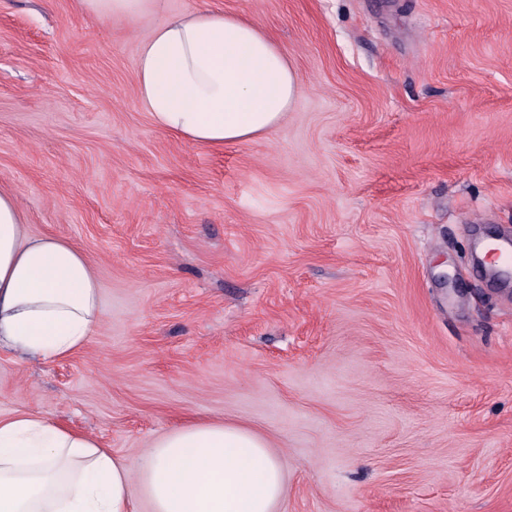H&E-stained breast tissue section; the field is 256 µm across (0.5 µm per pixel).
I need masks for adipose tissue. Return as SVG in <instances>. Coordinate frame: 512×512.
I'll list each match as a JSON object with an SVG mask.
<instances>
[{
    "instance_id": "ef3b65f1",
    "label": "adipose tissue",
    "mask_w": 512,
    "mask_h": 512,
    "mask_svg": "<svg viewBox=\"0 0 512 512\" xmlns=\"http://www.w3.org/2000/svg\"><path fill=\"white\" fill-rule=\"evenodd\" d=\"M130 28L150 22L134 83L162 130L221 147L272 132L301 90L286 53L253 21L200 7L172 16L167 0H80ZM0 190V347L53 359L82 347L103 318L97 277L83 253L33 235ZM274 512L282 465L264 436L224 421L191 422L152 442L127 466L94 437L35 414L0 418V512Z\"/></svg>"
}]
</instances>
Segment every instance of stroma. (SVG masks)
Segmentation results:
<instances>
[{
  "instance_id": "1",
  "label": "stroma",
  "mask_w": 512,
  "mask_h": 512,
  "mask_svg": "<svg viewBox=\"0 0 512 512\" xmlns=\"http://www.w3.org/2000/svg\"><path fill=\"white\" fill-rule=\"evenodd\" d=\"M254 21L301 92L219 149L138 104V36L0 0V190L76 245L104 315L0 350V416L135 465L190 420L262 433L276 512H512V0H168Z\"/></svg>"
}]
</instances>
